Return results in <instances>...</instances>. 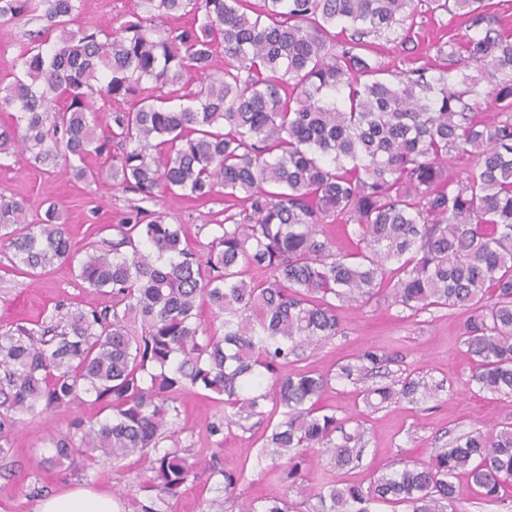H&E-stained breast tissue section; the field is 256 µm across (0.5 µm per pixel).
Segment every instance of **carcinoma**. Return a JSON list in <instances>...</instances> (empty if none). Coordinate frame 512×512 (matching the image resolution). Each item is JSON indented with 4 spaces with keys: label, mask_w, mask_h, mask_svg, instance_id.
<instances>
[{
    "label": "carcinoma",
    "mask_w": 512,
    "mask_h": 512,
    "mask_svg": "<svg viewBox=\"0 0 512 512\" xmlns=\"http://www.w3.org/2000/svg\"><path fill=\"white\" fill-rule=\"evenodd\" d=\"M433 2L466 18L451 42L467 55L463 90L423 69L385 79L370 58L369 38L395 34L415 0H262L258 9L250 0H140L143 15L118 26L77 24L80 0H0L1 24L45 22L0 83V157L61 158L83 180V162L96 156L113 185L142 202L206 199L220 187L225 204L204 258L182 225L138 205L116 238L78 260L55 204L30 222L23 201L1 196L0 244L15 267L35 275L75 261L77 277L112 305L0 330V426L92 397L109 414L74 421L50 440L44 463L136 455L152 472L146 492L175 496L211 472L230 498L244 471L158 451L177 441L176 398L188 388L221 397L212 436L246 429L270 401L259 455L287 459L277 479L302 490L308 453L321 449L344 468L360 458L361 432L334 443L342 425L317 407L329 379L282 366L341 332L336 303L383 291L414 314L466 310L472 380L512 395V35L484 0ZM180 12L193 14L192 25H154ZM338 25L351 34L338 38ZM219 50L224 70L213 73ZM189 74L197 82L187 91ZM480 98L496 107L493 120L480 118ZM451 158H472L475 170L451 174ZM336 222L353 226L357 250H333L323 227ZM249 271L265 280L246 281ZM204 300L220 326H202ZM380 362L366 350L340 377ZM442 387L407 377L398 389L364 391L363 401H426ZM461 474L487 502L508 492L511 422L476 429L426 464L405 461L366 488L321 480L315 496L321 512H373L379 502L446 512L462 498ZM241 512H289L288 499L253 500Z\"/></svg>",
    "instance_id": "1"
}]
</instances>
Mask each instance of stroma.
<instances>
[{
	"label": "stroma",
	"mask_w": 512,
	"mask_h": 512,
	"mask_svg": "<svg viewBox=\"0 0 512 512\" xmlns=\"http://www.w3.org/2000/svg\"><path fill=\"white\" fill-rule=\"evenodd\" d=\"M448 20V14L433 10L431 0H422L410 29L411 47L395 38L378 39L375 60L393 75L424 68L429 75L458 80L455 66L437 51L450 39ZM86 164L98 175L78 181L63 169L34 163L30 154H13L0 161V195L23 199L32 219L49 203H57L74 251H83L90 242L114 238V224L138 202L137 195L113 187L111 179L101 174V159L92 156ZM151 208L164 213L168 223L182 225L190 244L204 253L213 238L211 225L224 218V195L219 192L207 200L191 201L164 194ZM11 258V251L0 247V328L19 322L36 324L58 312L90 303L102 308L111 302L110 296L85 288L72 264H57L45 274L29 276L14 272ZM339 317L341 333L306 349L298 365L331 376L321 405L325 413L340 419L346 432L363 430V452L358 466L352 468L340 469L329 457L320 458L311 468V481L325 475L365 486L373 476L395 467L398 460L429 461L465 433L512 421V397L479 390L471 380L475 364L464 343V310L444 307L415 314L380 295L341 308ZM367 349L383 358L378 372L353 382L340 379L341 367ZM408 375L442 383L438 398L375 410L360 396L362 390L378 384H400ZM177 406L178 446L189 461L215 455L223 472L245 470L246 479L234 499L224 498L223 472L187 484L178 497L161 499L142 491L148 464L135 456L118 463L102 458L92 465L80 459L61 467L43 464L52 436L67 431L75 420L101 418L100 404L82 401L24 418L0 439V512H37L41 500L74 486L112 494L122 512H132L135 500L154 503L157 512H208L215 499L225 500L226 512H240L243 502L281 496L292 502V512H320L311 493L287 491L272 474L271 460H258L265 423L247 431L231 428L219 443L208 435L206 425L210 417L222 413V406L196 389L183 391Z\"/></svg>",
	"instance_id": "obj_1"
}]
</instances>
